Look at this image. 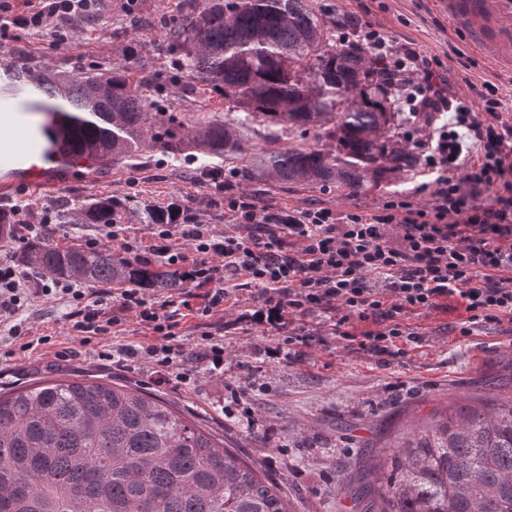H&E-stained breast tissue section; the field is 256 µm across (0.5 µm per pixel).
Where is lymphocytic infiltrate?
<instances>
[{"label": "lymphocytic infiltrate", "mask_w": 512, "mask_h": 512, "mask_svg": "<svg viewBox=\"0 0 512 512\" xmlns=\"http://www.w3.org/2000/svg\"><path fill=\"white\" fill-rule=\"evenodd\" d=\"M92 0H0V26L20 22L32 28L58 23L75 26ZM358 36L387 77L396 80L413 116L424 117L419 164L424 176L416 194L426 206L394 196L372 212L343 214L312 205L272 211L245 196L229 197L243 233H217L197 223L182 206L171 223L153 225L149 244L126 235L122 225L103 226L104 237L139 261L161 259L183 268L202 296L179 289L151 297L137 288L116 293L57 278L31 279L11 256L0 257V327L20 338L14 318L32 294L70 303V332L80 345L110 331L108 302L134 314L157 337L146 354L164 380L187 382L181 370L184 351L175 345L181 310L198 316L231 302L224 283L242 278L258 288L273 327L286 312L331 313L334 334L351 318L372 321L359 345L378 355L398 353L400 343L416 341L403 330L401 316L439 308L441 299L461 298L467 319L460 332L472 334L485 323L512 321V118L497 83L472 82V58L465 46L452 45L470 93L449 92L439 56L393 45L378 25L367 22L341 41ZM434 112L449 113L448 123L430 122ZM103 237V238H104Z\"/></svg>", "instance_id": "1"}]
</instances>
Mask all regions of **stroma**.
<instances>
[{
	"label": "stroma",
	"instance_id": "35a3bbf8",
	"mask_svg": "<svg viewBox=\"0 0 512 512\" xmlns=\"http://www.w3.org/2000/svg\"><path fill=\"white\" fill-rule=\"evenodd\" d=\"M179 0H138L141 23L124 11L125 0H101L100 9L63 39L12 27L0 31V70L18 62L35 69L50 66L73 76L106 71L124 64V49L136 44L138 67L144 73L165 75L169 55L163 46L162 17ZM327 23L370 21L400 43L445 55L456 27L438 0H317ZM421 180L418 170L385 174L378 186L347 196L339 188H281L275 182L240 185V192L262 203L291 210L311 203L339 213L372 211L394 194H412ZM133 197L139 203L165 205L173 201L191 206L200 223L217 231L232 227L224 211V197L215 188L211 168L204 161L172 156L159 148L144 149L135 164H95L67 174L62 184L17 189L0 194V211L28 205L35 215H54L51 230L41 242L65 247L97 236L94 224L72 223L69 214L91 198ZM233 301L203 322H181L185 349H192L201 333L224 341V372L208 373L194 357L184 368L188 383L153 382V368L144 355L154 341L132 314L121 315L114 334L79 347L69 335V303L58 298H32L22 312L30 339L52 336V343L26 352L18 340L0 337V390L18 389L60 377L98 378L140 388L185 414L223 433L239 455L274 478L287 494L294 512H353L346 494L349 481L375 483L374 464L383 446L394 444L432 413H454L476 406L480 398L512 392V324H494L464 337L456 327L465 320L455 298L440 308L403 317L412 331L424 335L422 344H408L399 357L377 356L344 341L329 330L324 315H292L287 330L255 321L262 304L253 287L228 282ZM309 336L288 353L275 349L286 333ZM124 344L136 348L137 358L123 363L99 360L102 346ZM72 348L68 360L55 359ZM232 415H225V405ZM264 434L258 445L247 428Z\"/></svg>",
	"mask_w": 512,
	"mask_h": 512
}]
</instances>
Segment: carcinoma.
Segmentation results:
<instances>
[{
  "label": "carcinoma",
  "instance_id": "obj_1",
  "mask_svg": "<svg viewBox=\"0 0 512 512\" xmlns=\"http://www.w3.org/2000/svg\"><path fill=\"white\" fill-rule=\"evenodd\" d=\"M163 22L173 59L168 82L187 96L219 92L226 108L191 126L164 120L129 63L70 77L18 64L0 91L28 81L59 101L29 111L85 113L70 128L38 125L47 142L94 160L132 159L145 147L210 159L241 158L240 180L337 187L354 195L383 171L410 170L417 156L399 129L396 86L366 47L336 38L314 0H183ZM291 137L316 128L320 146L259 147L261 129ZM132 211L162 224L168 208L90 199L79 224H116ZM43 273L95 288L168 292L185 287L177 270L101 247L29 244ZM376 512H502L512 504V398L489 399L466 418L413 429L371 490ZM0 512H290L277 484L224 440L126 385L48 379L0 393Z\"/></svg>",
  "mask_w": 512,
  "mask_h": 512
}]
</instances>
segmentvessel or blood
Instances as JSON below:
<instances>
[{"mask_svg": "<svg viewBox=\"0 0 512 512\" xmlns=\"http://www.w3.org/2000/svg\"><path fill=\"white\" fill-rule=\"evenodd\" d=\"M451 22L463 24L467 44L496 70L512 72V0H440ZM42 95L28 83L23 98L0 99V122L11 125L24 100ZM77 156L50 155L40 131L26 130L22 145L0 146V193L34 184H59Z\"/></svg>", "mask_w": 512, "mask_h": 512, "instance_id": "1", "label": "vessel or blood"}]
</instances>
